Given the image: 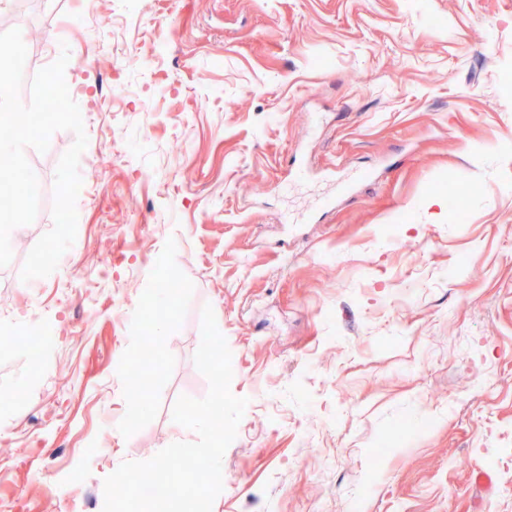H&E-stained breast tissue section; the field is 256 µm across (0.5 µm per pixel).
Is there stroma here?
<instances>
[{"label": "stroma", "instance_id": "35a3bbf8", "mask_svg": "<svg viewBox=\"0 0 512 512\" xmlns=\"http://www.w3.org/2000/svg\"><path fill=\"white\" fill-rule=\"evenodd\" d=\"M113 2L0 0L28 50L21 102L68 51L88 137L76 239L28 282L75 136L25 150L39 205L0 267V401L23 392L0 404V512H102L121 463L196 440L172 408L208 392L207 304L248 401L212 512H512V0ZM354 170L371 178L334 210L284 223ZM443 181L474 191L466 222L435 204ZM385 224L398 244L376 246ZM162 277L182 288L144 414L126 316ZM31 320L61 339L35 368L11 336ZM407 418L420 434L374 463Z\"/></svg>", "mask_w": 512, "mask_h": 512}]
</instances>
